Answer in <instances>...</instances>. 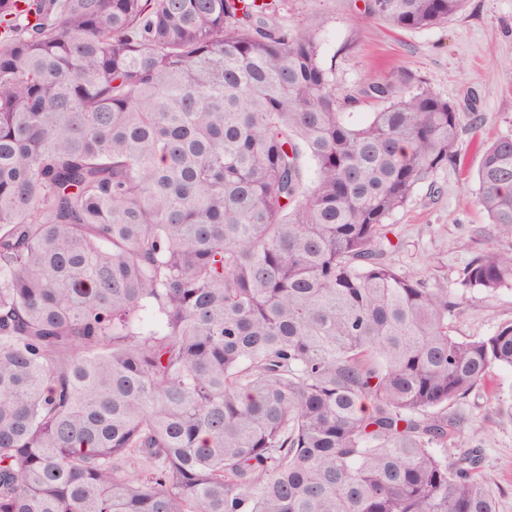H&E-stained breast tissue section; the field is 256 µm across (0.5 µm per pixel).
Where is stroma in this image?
I'll return each mask as SVG.
<instances>
[{
    "instance_id": "obj_1",
    "label": "stroma",
    "mask_w": 512,
    "mask_h": 512,
    "mask_svg": "<svg viewBox=\"0 0 512 512\" xmlns=\"http://www.w3.org/2000/svg\"><path fill=\"white\" fill-rule=\"evenodd\" d=\"M275 15L288 26L315 30L320 62L340 94L356 95L363 83L402 72L410 88L425 87L480 123H463L459 165L419 184L407 205L389 220L387 258L401 269L444 278L459 289L472 257L465 241L488 224L476 204L477 143L512 137V0H468L448 24L397 30L364 17V0H273ZM512 321V284L492 293L472 290L449 320L453 335H490ZM512 399V369H493L484 387L465 405L467 423L444 450L456 457L481 450V474L495 496L497 512H512V422L498 403Z\"/></svg>"
}]
</instances>
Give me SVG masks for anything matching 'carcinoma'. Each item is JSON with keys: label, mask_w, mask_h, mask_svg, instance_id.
<instances>
[{"label": "carcinoma", "mask_w": 512, "mask_h": 512, "mask_svg": "<svg viewBox=\"0 0 512 512\" xmlns=\"http://www.w3.org/2000/svg\"><path fill=\"white\" fill-rule=\"evenodd\" d=\"M468 0H365L403 30ZM400 73L354 125L314 31L248 0H0V512H496L460 408L512 321L377 243L456 161ZM460 287L512 283V137ZM467 301L449 319L452 334L461 339L490 335L504 322L512 321V284L493 293L468 291Z\"/></svg>", "instance_id": "carcinoma-1"}]
</instances>
